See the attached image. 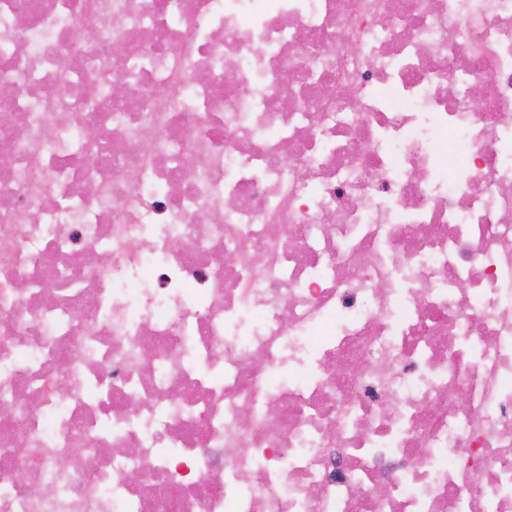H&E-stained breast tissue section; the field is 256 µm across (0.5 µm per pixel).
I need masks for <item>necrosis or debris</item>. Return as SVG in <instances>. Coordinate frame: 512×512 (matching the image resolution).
Here are the masks:
<instances>
[{
	"label": "necrosis or debris",
	"mask_w": 512,
	"mask_h": 512,
	"mask_svg": "<svg viewBox=\"0 0 512 512\" xmlns=\"http://www.w3.org/2000/svg\"><path fill=\"white\" fill-rule=\"evenodd\" d=\"M1 86L0 512H512V0H0Z\"/></svg>",
	"instance_id": "necrosis-or-debris-1"
}]
</instances>
